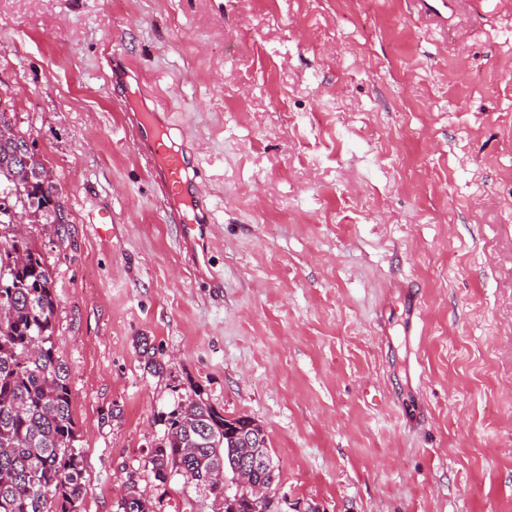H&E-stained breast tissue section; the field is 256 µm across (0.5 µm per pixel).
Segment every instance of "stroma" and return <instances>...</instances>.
Returning a JSON list of instances; mask_svg holds the SVG:
<instances>
[{"label":"stroma","mask_w":512,"mask_h":512,"mask_svg":"<svg viewBox=\"0 0 512 512\" xmlns=\"http://www.w3.org/2000/svg\"><path fill=\"white\" fill-rule=\"evenodd\" d=\"M0 98L68 219L25 231L82 512L132 470L155 512H224L150 474L196 393L320 512H512V0H0ZM160 102L206 173L204 262L133 144Z\"/></svg>","instance_id":"obj_1"}]
</instances>
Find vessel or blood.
<instances>
[{"instance_id": "b4317fda", "label": "vessel or blood", "mask_w": 512, "mask_h": 512, "mask_svg": "<svg viewBox=\"0 0 512 512\" xmlns=\"http://www.w3.org/2000/svg\"><path fill=\"white\" fill-rule=\"evenodd\" d=\"M132 125L138 146L150 161L152 176L160 184L168 208L180 212L186 219L181 233L183 244L192 250L207 247L212 214L199 189L202 172L190 171L163 113L155 109L139 113Z\"/></svg>"}]
</instances>
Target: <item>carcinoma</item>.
<instances>
[{
  "mask_svg": "<svg viewBox=\"0 0 512 512\" xmlns=\"http://www.w3.org/2000/svg\"><path fill=\"white\" fill-rule=\"evenodd\" d=\"M27 145L15 113L0 104V228L17 206L58 223L57 183ZM52 271L19 233L0 234V512H81L86 493L67 369L52 341ZM226 418L202 399L170 413L153 448L154 480L179 475L224 499V512H253L240 460L247 449L224 432ZM177 470L166 472L167 466Z\"/></svg>",
  "mask_w": 512,
  "mask_h": 512,
  "instance_id": "obj_1",
  "label": "carcinoma"
}]
</instances>
